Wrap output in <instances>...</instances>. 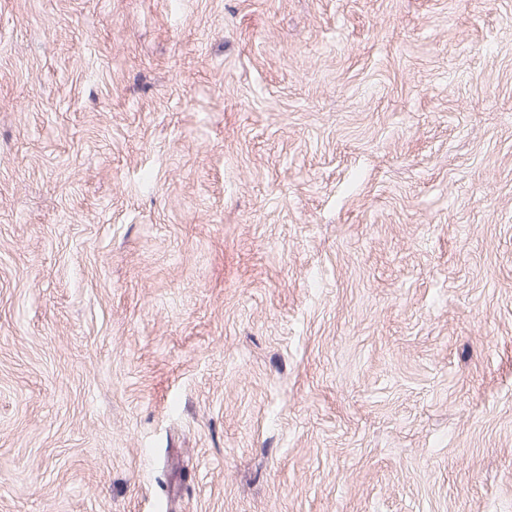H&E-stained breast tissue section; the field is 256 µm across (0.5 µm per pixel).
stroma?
Listing matches in <instances>:
<instances>
[{
  "label": "stroma",
  "instance_id": "1",
  "mask_svg": "<svg viewBox=\"0 0 512 512\" xmlns=\"http://www.w3.org/2000/svg\"><path fill=\"white\" fill-rule=\"evenodd\" d=\"M0 512H512V0H0Z\"/></svg>",
  "mask_w": 512,
  "mask_h": 512
}]
</instances>
